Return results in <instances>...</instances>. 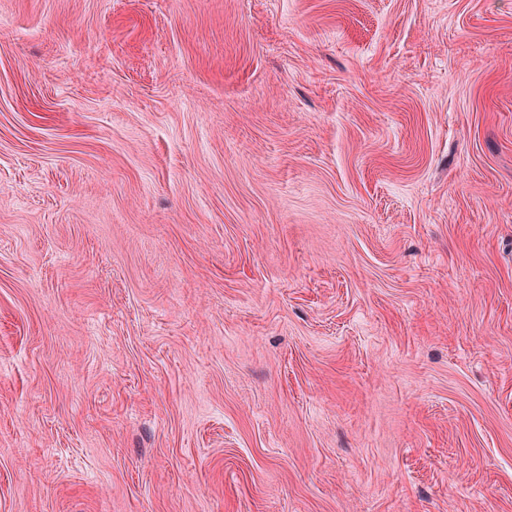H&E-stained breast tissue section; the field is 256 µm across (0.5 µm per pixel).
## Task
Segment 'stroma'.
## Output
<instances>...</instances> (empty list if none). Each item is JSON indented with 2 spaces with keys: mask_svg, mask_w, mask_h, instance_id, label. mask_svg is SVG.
<instances>
[{
  "mask_svg": "<svg viewBox=\"0 0 512 512\" xmlns=\"http://www.w3.org/2000/svg\"><path fill=\"white\" fill-rule=\"evenodd\" d=\"M0 512H512V0H0Z\"/></svg>",
  "mask_w": 512,
  "mask_h": 512,
  "instance_id": "obj_1",
  "label": "stroma"
}]
</instances>
